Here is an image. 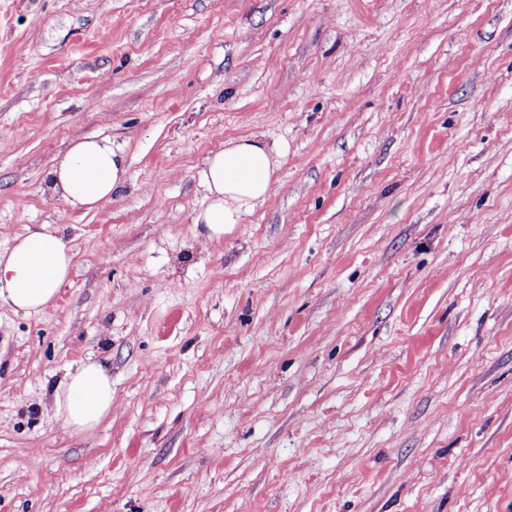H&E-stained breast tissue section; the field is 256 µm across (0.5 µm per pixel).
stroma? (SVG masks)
Returning <instances> with one entry per match:
<instances>
[{
  "instance_id": "1",
  "label": "stroma",
  "mask_w": 512,
  "mask_h": 512,
  "mask_svg": "<svg viewBox=\"0 0 512 512\" xmlns=\"http://www.w3.org/2000/svg\"><path fill=\"white\" fill-rule=\"evenodd\" d=\"M85 136L89 211L45 190ZM245 136L286 153L207 241ZM34 224L73 269L0 302V512H512V0H0V249ZM127 181L125 158L105 139L85 137L73 143L48 173V188L73 208L102 206ZM281 152L256 136L224 143L203 160L201 181L207 204L197 212L194 223L202 225L209 240L224 237V228L238 223L243 213L264 200L279 168ZM52 409L70 430L93 429L112 411V379L97 362H83L56 391Z\"/></svg>"
}]
</instances>
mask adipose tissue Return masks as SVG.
Instances as JSON below:
<instances>
[{
    "label": "adipose tissue",
    "instance_id": "1",
    "mask_svg": "<svg viewBox=\"0 0 512 512\" xmlns=\"http://www.w3.org/2000/svg\"><path fill=\"white\" fill-rule=\"evenodd\" d=\"M280 158L279 149L255 136L229 140L204 158L200 176L207 203L194 223L207 239H221L227 225L267 197ZM126 181L124 156L108 140L93 137L74 142L48 173L50 191L75 208L111 202ZM71 269V249L58 228H28L15 245L0 250V301L17 315L44 312ZM52 409L70 430L93 429L112 411L111 378L100 364L81 363L56 391Z\"/></svg>",
    "mask_w": 512,
    "mask_h": 512
}]
</instances>
